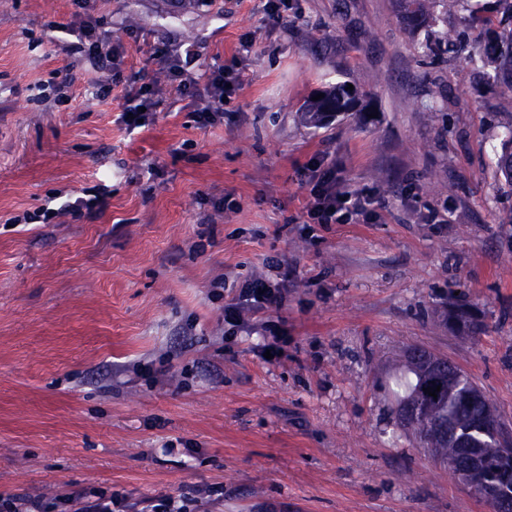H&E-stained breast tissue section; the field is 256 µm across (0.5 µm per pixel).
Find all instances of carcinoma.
Masks as SVG:
<instances>
[{
  "label": "carcinoma",
  "mask_w": 512,
  "mask_h": 512,
  "mask_svg": "<svg viewBox=\"0 0 512 512\" xmlns=\"http://www.w3.org/2000/svg\"><path fill=\"white\" fill-rule=\"evenodd\" d=\"M403 20L410 29L431 27L434 18L424 5L425 0H404ZM484 53L492 55L503 82L512 89V31L504 30L484 46ZM352 99L345 85L336 84L324 91V97L310 101L303 110V119L312 124H323L338 111H349ZM496 173L512 186V129L503 140L496 155ZM448 326L472 333L480 329L475 321L473 307L460 305L446 315ZM439 389L437 397L424 392L425 388ZM392 393L397 398L399 423L413 431L422 447L437 459L448 474L458 480L487 481L493 485L512 483V466L500 460V449L491 437L482 431L483 420L491 404L478 398L479 389L462 372L453 373L440 367L439 357L421 349L405 354V365L392 376ZM463 439L479 449V465L467 475L448 465V458L461 457L466 449L457 447L456 439Z\"/></svg>",
  "instance_id": "cac0c4a2"
}]
</instances>
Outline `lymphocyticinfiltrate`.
Returning <instances> with one entry per match:
<instances>
[{
    "mask_svg": "<svg viewBox=\"0 0 512 512\" xmlns=\"http://www.w3.org/2000/svg\"><path fill=\"white\" fill-rule=\"evenodd\" d=\"M79 7V18L69 28L74 41L68 49L87 58L100 70V77L88 84L92 95L104 100L114 87H121L123 105L117 121L126 130H135L143 122L152 123L164 111L173 93L188 101L198 126L208 127L223 119L225 99L243 86L242 69L214 63L201 72L193 51L180 55L158 48L149 58L156 67L155 73L143 70L122 79L121 46L112 44L109 35L102 32L93 0H80ZM303 176L309 187L306 214L310 223L357 224L373 219L371 195L345 187L337 178L335 168L326 165L322 157H313ZM287 295L283 283L259 273L252 274L240 286L237 297L225 304L224 320L232 327H240L246 316L282 308ZM201 503V498L189 495L133 502L123 494L102 492L86 499L48 502L40 497L0 494V512H199Z\"/></svg>",
    "mask_w": 512,
    "mask_h": 512,
    "instance_id": "1",
    "label": "lymphocytic infiltrate"
}]
</instances>
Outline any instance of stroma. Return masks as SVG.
<instances>
[{"label": "stroma", "mask_w": 512, "mask_h": 512, "mask_svg": "<svg viewBox=\"0 0 512 512\" xmlns=\"http://www.w3.org/2000/svg\"><path fill=\"white\" fill-rule=\"evenodd\" d=\"M293 3L270 28L264 0H98L127 76L155 47L207 65L254 37L221 123L198 127L173 98L130 133L65 50L75 0H0V493L210 486V512H488L398 425L390 378L425 348L512 429V187L495 172L512 90L469 23L503 4L458 0L436 23L458 48L435 60L400 0ZM62 69L72 101H31ZM337 82L352 110L304 124ZM317 154L374 195L375 221L308 223L297 171ZM101 184L97 217L10 222ZM429 207L445 223H422ZM255 272L289 279L261 316L285 332L272 362L261 336L229 333L232 290L211 288ZM461 302L483 333L443 325Z\"/></svg>", "instance_id": "obj_1"}]
</instances>
